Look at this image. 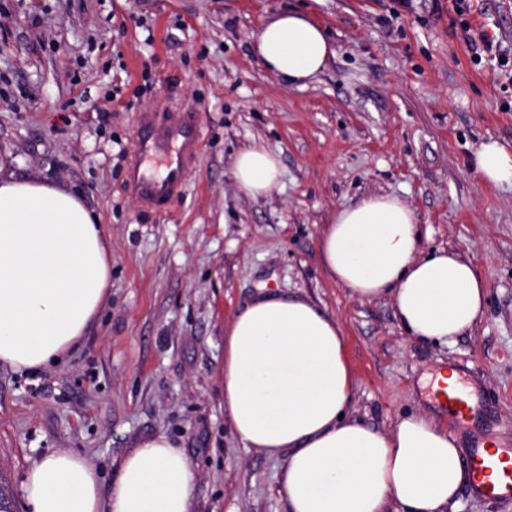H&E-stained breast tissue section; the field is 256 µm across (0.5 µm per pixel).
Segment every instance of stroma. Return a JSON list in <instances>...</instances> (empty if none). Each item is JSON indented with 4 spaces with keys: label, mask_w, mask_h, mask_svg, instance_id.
<instances>
[{
    "label": "stroma",
    "mask_w": 512,
    "mask_h": 512,
    "mask_svg": "<svg viewBox=\"0 0 512 512\" xmlns=\"http://www.w3.org/2000/svg\"><path fill=\"white\" fill-rule=\"evenodd\" d=\"M295 8L337 53L306 87L265 70L260 25ZM492 51L475 47L480 34ZM194 108L199 161L170 212L122 181L138 113ZM512 147V0H0V164L75 186L111 244L112 288L79 347L37 374L0 365V497L46 454L116 478L142 437L165 433L194 464L197 512H286L285 457L244 447L224 422V330L259 284L326 308L346 340L353 417L386 430L440 415L426 389L453 366L512 434V187L483 182L480 145ZM280 162L251 198L237 153ZM394 193L421 249L470 259L488 287L479 324L449 346L412 339L391 300H362L323 268L342 206ZM233 173L238 189L256 198L268 194L277 185L279 160L262 144L253 143L238 153Z\"/></svg>",
    "instance_id": "35a3bbf8"
}]
</instances>
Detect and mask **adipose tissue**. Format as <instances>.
I'll return each instance as SVG.
<instances>
[{
	"label": "adipose tissue",
	"instance_id": "adipose-tissue-1",
	"mask_svg": "<svg viewBox=\"0 0 512 512\" xmlns=\"http://www.w3.org/2000/svg\"><path fill=\"white\" fill-rule=\"evenodd\" d=\"M260 62L306 85L334 57L326 29L288 9L259 28ZM476 172L512 186V149L491 139ZM279 160L262 144L234 161L239 190L268 194ZM417 217L399 196L374 194L337 210L320 241L336 283L365 300L390 299L412 338L447 345L484 315L487 287L471 260L419 253ZM111 249L73 188L0 172V364L38 373L76 349L111 287ZM353 371L336 318L307 299L260 292L224 331V414L245 447L287 453L279 476L288 512H450L468 474L456 441L431 415L387 431L352 417ZM30 512H191L192 464L165 434L140 440L110 485L69 450L23 476Z\"/></svg>",
	"mask_w": 512,
	"mask_h": 512
}]
</instances>
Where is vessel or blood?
I'll return each mask as SVG.
<instances>
[{
	"instance_id": "b4317fda",
	"label": "vessel or blood",
	"mask_w": 512,
	"mask_h": 512,
	"mask_svg": "<svg viewBox=\"0 0 512 512\" xmlns=\"http://www.w3.org/2000/svg\"><path fill=\"white\" fill-rule=\"evenodd\" d=\"M203 144V127L194 109L183 107L157 117L137 116L124 179L125 193L142 208L165 212L182 196ZM441 407L449 419L462 423L473 409L463 388L443 395ZM472 472L471 494L512 503V437L491 452L474 444L464 450Z\"/></svg>"
}]
</instances>
